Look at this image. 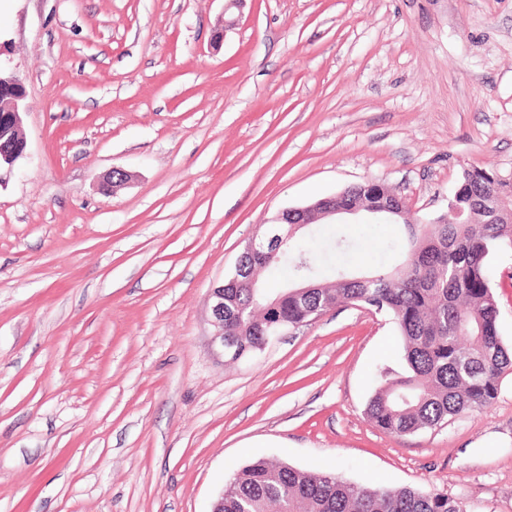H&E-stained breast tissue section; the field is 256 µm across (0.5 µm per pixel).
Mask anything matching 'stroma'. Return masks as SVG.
Returning a JSON list of instances; mask_svg holds the SVG:
<instances>
[{
  "mask_svg": "<svg viewBox=\"0 0 512 512\" xmlns=\"http://www.w3.org/2000/svg\"><path fill=\"white\" fill-rule=\"evenodd\" d=\"M0 0L26 154L0 171V512H211L267 458L512 512V372L489 407L397 436L391 314L344 302L225 363L208 297L287 208L374 181L447 213L512 180V0ZM126 183L102 190L110 169ZM311 278L399 267L365 215L292 240ZM487 275L512 347V250Z\"/></svg>",
  "mask_w": 512,
  "mask_h": 512,
  "instance_id": "stroma-1",
  "label": "stroma"
}]
</instances>
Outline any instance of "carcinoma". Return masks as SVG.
<instances>
[{
    "label": "carcinoma",
    "instance_id": "obj_1",
    "mask_svg": "<svg viewBox=\"0 0 512 512\" xmlns=\"http://www.w3.org/2000/svg\"><path fill=\"white\" fill-rule=\"evenodd\" d=\"M458 202L512 193L494 172L464 171ZM422 231L418 218L405 225L407 262L395 271L342 277L300 294H280L277 309L263 312L270 298L239 275L224 289V358L236 362L263 350L275 327H294L339 303L353 302L391 313L404 342L402 370L384 369L366 406L374 424L398 436L433 429L448 417L481 410L497 398L503 374L512 370V350L499 333V309L485 273L495 252L512 249V223L488 224L472 210L470 222L453 216ZM463 512L446 494L409 488H373L336 473H311L266 459L243 467L225 482L214 512Z\"/></svg>",
    "mask_w": 512,
    "mask_h": 512
}]
</instances>
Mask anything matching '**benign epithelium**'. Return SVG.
<instances>
[{
    "label": "benign epithelium",
    "mask_w": 512,
    "mask_h": 512,
    "mask_svg": "<svg viewBox=\"0 0 512 512\" xmlns=\"http://www.w3.org/2000/svg\"><path fill=\"white\" fill-rule=\"evenodd\" d=\"M23 99L24 91L20 79L11 73L6 75L0 72V129L9 133V145L0 148V169L3 167L12 169L15 163L25 155L26 143L20 133ZM506 204L507 200L503 198L482 203L484 212L489 216L488 223H498L506 212L512 214V208H504ZM360 212L398 221L409 218L410 207L404 198L391 192L377 200L365 201L350 207L337 206L334 196L325 197L305 207L283 210L277 218V223L269 225L267 234L259 240H251L246 250L257 259L267 262L274 258L293 236V233L288 231V225L294 224L299 230L317 220ZM209 310L211 324L214 327L212 342L222 352L224 351V286L219 285L211 289Z\"/></svg>",
    "instance_id": "benign-epithelium-1"
}]
</instances>
